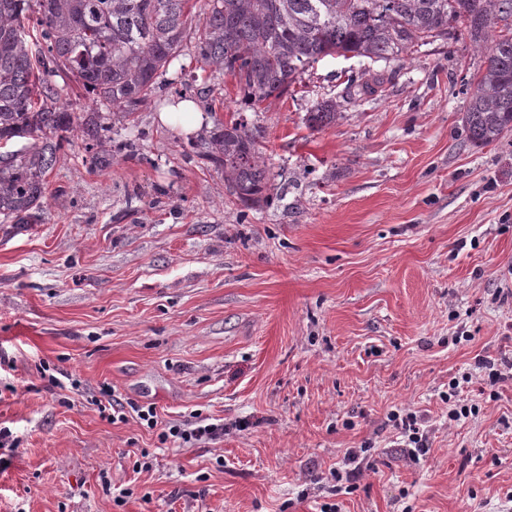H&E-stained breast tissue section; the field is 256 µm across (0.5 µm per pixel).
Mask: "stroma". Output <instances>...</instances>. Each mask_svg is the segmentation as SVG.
Returning <instances> with one entry per match:
<instances>
[{"instance_id":"1","label":"stroma","mask_w":512,"mask_h":512,"mask_svg":"<svg viewBox=\"0 0 512 512\" xmlns=\"http://www.w3.org/2000/svg\"><path fill=\"white\" fill-rule=\"evenodd\" d=\"M181 62L203 135L237 81ZM480 65L439 41L350 97L362 60L319 61L245 113L275 175L255 207L152 103L110 167L61 153L41 222L0 224V512H512V380L487 368L512 358V133L465 138ZM328 98L341 118L309 129ZM104 387L157 428L103 418ZM170 424L221 431L161 443ZM397 425H398V427H400V429L403 431V433L405 435H407V433L409 432V434L407 435L409 443L416 445L414 447V449H412V448L409 449V451H412L411 453L413 455L427 453L428 449L423 448L424 445L421 443L423 433L420 435V428L417 426L418 420H417V416L415 414H413L411 412L406 413V416L401 418V423H399ZM417 445L421 446V448L420 447L417 448Z\"/></svg>"}]
</instances>
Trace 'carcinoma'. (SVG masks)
Instances as JSON below:
<instances>
[{"mask_svg":"<svg viewBox=\"0 0 512 512\" xmlns=\"http://www.w3.org/2000/svg\"><path fill=\"white\" fill-rule=\"evenodd\" d=\"M189 2L0 0V142L28 140L0 152V224L44 211L45 177L71 137H82L93 165L109 166L111 145L101 135L108 120L134 115L190 42L203 66L234 76L255 112L326 57L388 61L460 39L484 56L465 89L467 141L486 146L512 133V0H207L201 15ZM362 76L364 94L383 83L370 69ZM58 78L91 94L95 107L74 111ZM340 115L326 99L307 122L321 130ZM197 147L224 170L225 189L240 204L268 202L273 174L243 119L217 125Z\"/></svg>","mask_w":512,"mask_h":512,"instance_id":"obj_1","label":"carcinoma"}]
</instances>
